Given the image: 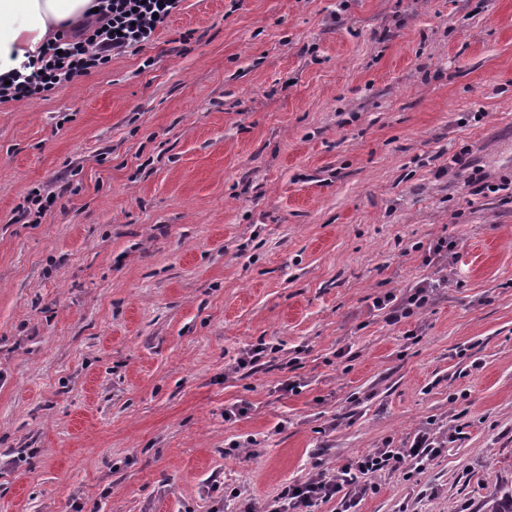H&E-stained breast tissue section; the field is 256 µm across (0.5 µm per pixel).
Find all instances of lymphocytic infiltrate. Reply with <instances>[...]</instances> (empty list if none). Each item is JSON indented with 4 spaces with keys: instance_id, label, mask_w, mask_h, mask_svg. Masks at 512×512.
<instances>
[{
    "instance_id": "obj_1",
    "label": "lymphocytic infiltrate",
    "mask_w": 512,
    "mask_h": 512,
    "mask_svg": "<svg viewBox=\"0 0 512 512\" xmlns=\"http://www.w3.org/2000/svg\"><path fill=\"white\" fill-rule=\"evenodd\" d=\"M181 0H105L99 18L81 36L62 35L48 45L32 70L15 73L0 84V103L43 97L58 86L106 66L113 54L153 42L157 29L178 9ZM445 448L434 429L419 431L409 445L377 448L352 458L335 474L317 471L307 480L285 486L269 512H313L322 502L338 500L340 512H355L363 496L374 490L380 472L411 475Z\"/></svg>"
}]
</instances>
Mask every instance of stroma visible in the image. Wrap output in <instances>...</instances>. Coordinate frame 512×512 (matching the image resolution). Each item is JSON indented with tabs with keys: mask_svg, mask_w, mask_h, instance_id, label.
Masks as SVG:
<instances>
[{
	"mask_svg": "<svg viewBox=\"0 0 512 512\" xmlns=\"http://www.w3.org/2000/svg\"><path fill=\"white\" fill-rule=\"evenodd\" d=\"M429 426L357 512L512 483V0H182L0 104V512H264ZM435 288L434 285H426L417 287L414 292L411 293L404 301L401 308L392 311L388 315V319L391 322H398L401 318H407L414 313V309H421L427 305L430 298V289Z\"/></svg>",
	"mask_w": 512,
	"mask_h": 512,
	"instance_id": "35a3bbf8",
	"label": "stroma"
}]
</instances>
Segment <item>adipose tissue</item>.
<instances>
[{
  "mask_svg": "<svg viewBox=\"0 0 512 512\" xmlns=\"http://www.w3.org/2000/svg\"><path fill=\"white\" fill-rule=\"evenodd\" d=\"M99 0H0V82L62 33L94 20Z\"/></svg>",
  "mask_w": 512,
  "mask_h": 512,
  "instance_id": "obj_1",
  "label": "adipose tissue"
}]
</instances>
